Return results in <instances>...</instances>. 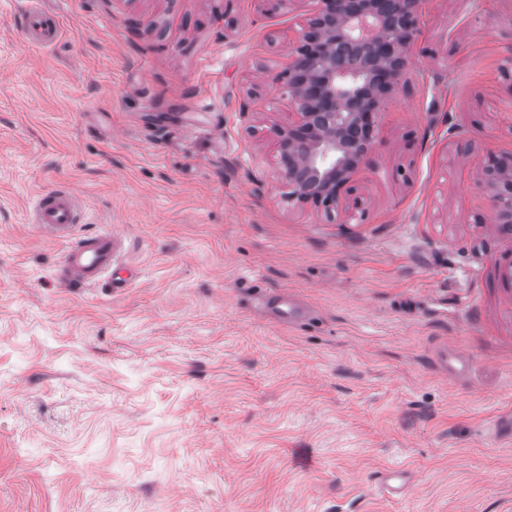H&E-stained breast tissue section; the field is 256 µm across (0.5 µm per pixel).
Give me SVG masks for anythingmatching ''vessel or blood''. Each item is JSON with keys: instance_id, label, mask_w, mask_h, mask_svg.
<instances>
[{"instance_id": "1", "label": "vessel or blood", "mask_w": 512, "mask_h": 512, "mask_svg": "<svg viewBox=\"0 0 512 512\" xmlns=\"http://www.w3.org/2000/svg\"><path fill=\"white\" fill-rule=\"evenodd\" d=\"M14 8L25 17L22 32L30 44L47 49L59 40L62 24L57 14L34 6L32 0H15ZM84 217L81 200L67 189L45 192L33 205V223L46 234L69 243L58 269L59 281L72 288H93L103 282L114 289L127 287L133 271L123 259L122 236L109 230L79 234ZM266 307L275 317L290 322L298 321L306 312L305 303L286 292L269 296ZM378 485L389 496L402 494L406 489L403 471L381 472Z\"/></svg>"}]
</instances>
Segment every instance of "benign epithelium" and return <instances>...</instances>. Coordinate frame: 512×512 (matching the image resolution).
<instances>
[{"mask_svg":"<svg viewBox=\"0 0 512 512\" xmlns=\"http://www.w3.org/2000/svg\"><path fill=\"white\" fill-rule=\"evenodd\" d=\"M421 0H320L273 82L297 118L272 129L290 201L325 212L352 195L353 174L375 144L380 112L396 95L418 41ZM498 223L512 229V153L485 167L481 184Z\"/></svg>","mask_w":512,"mask_h":512,"instance_id":"7a95c632","label":"benign epithelium"}]
</instances>
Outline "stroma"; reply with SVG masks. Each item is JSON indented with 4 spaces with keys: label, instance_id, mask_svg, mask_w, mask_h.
<instances>
[{
    "label": "stroma",
    "instance_id": "obj_1",
    "mask_svg": "<svg viewBox=\"0 0 512 512\" xmlns=\"http://www.w3.org/2000/svg\"><path fill=\"white\" fill-rule=\"evenodd\" d=\"M40 6L48 50L0 8V512H512V238L477 185L512 153V0H422L330 216L285 197L272 132L318 0ZM59 187L129 288L56 279L29 211ZM281 290L305 319L265 316ZM404 473L405 471L398 469H388L381 472L378 478L379 489L392 497L401 495L406 489Z\"/></svg>",
    "mask_w": 512,
    "mask_h": 512
}]
</instances>
